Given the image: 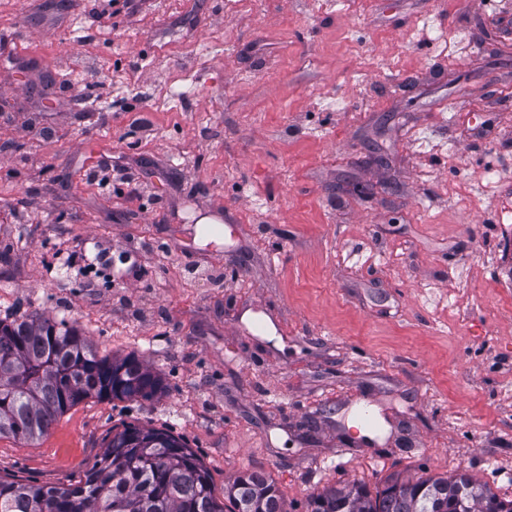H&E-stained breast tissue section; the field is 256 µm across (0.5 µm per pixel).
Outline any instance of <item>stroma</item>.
Wrapping results in <instances>:
<instances>
[{
    "mask_svg": "<svg viewBox=\"0 0 512 512\" xmlns=\"http://www.w3.org/2000/svg\"><path fill=\"white\" fill-rule=\"evenodd\" d=\"M43 2L0 0V320L164 389L0 438V475L79 480L132 424L287 512L457 472L512 499V0H133L115 31ZM180 13L198 43L157 39ZM91 67L108 90L73 103Z\"/></svg>",
    "mask_w": 512,
    "mask_h": 512,
    "instance_id": "stroma-1",
    "label": "stroma"
}]
</instances>
